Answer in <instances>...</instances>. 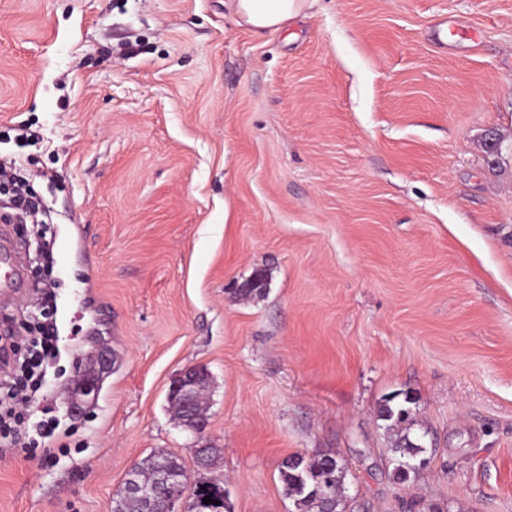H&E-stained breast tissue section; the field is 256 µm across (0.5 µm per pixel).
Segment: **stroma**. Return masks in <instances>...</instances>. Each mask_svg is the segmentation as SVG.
Segmentation results:
<instances>
[{
    "label": "stroma",
    "mask_w": 512,
    "mask_h": 512,
    "mask_svg": "<svg viewBox=\"0 0 512 512\" xmlns=\"http://www.w3.org/2000/svg\"><path fill=\"white\" fill-rule=\"evenodd\" d=\"M1 159L50 234L7 225L27 286L0 318L39 317L51 255L42 403L71 438L0 453V512H108L158 450L230 512H296V453L344 465L345 512H512V0H315L262 33L225 0H0ZM94 336L115 364L74 419ZM189 367L200 437L168 402ZM406 432L399 437L398 440L395 441L393 446V452L395 454L399 453V457L395 456L394 458V474L397 479L400 481L406 482L410 480L411 473L405 472L402 467H406L410 462V458H415L419 453L425 452V447H423L422 436L416 437L414 440H411L409 437L410 427L404 428Z\"/></svg>",
    "instance_id": "1"
}]
</instances>
